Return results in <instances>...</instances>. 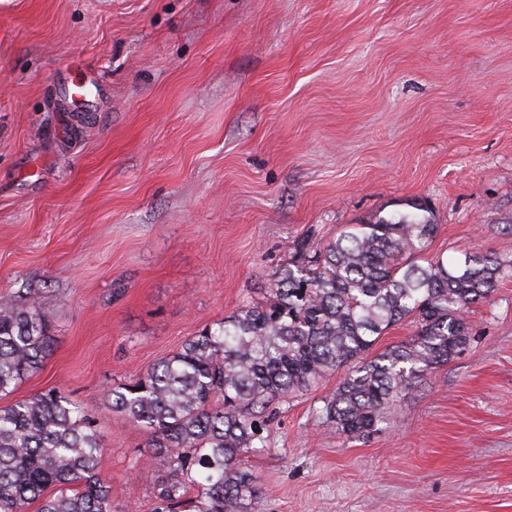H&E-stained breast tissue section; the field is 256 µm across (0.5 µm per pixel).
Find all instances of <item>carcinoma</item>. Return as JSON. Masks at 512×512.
I'll return each mask as SVG.
<instances>
[{
	"mask_svg": "<svg viewBox=\"0 0 512 512\" xmlns=\"http://www.w3.org/2000/svg\"><path fill=\"white\" fill-rule=\"evenodd\" d=\"M437 224L424 205L347 224L300 262L281 267L267 297L189 338L133 383L112 388L110 409L142 426L165 471L140 473L156 489L151 512H255L261 491L242 455L265 447L274 401L346 370L324 402L342 433L368 436L394 396L466 349L465 313L487 299L512 260L475 251L450 265L419 263ZM410 339L371 357L389 328ZM51 321L34 301L0 302V398L51 351ZM99 418L49 389L0 406V512H120L100 477Z\"/></svg>",
	"mask_w": 512,
	"mask_h": 512,
	"instance_id": "obj_1",
	"label": "carcinoma"
}]
</instances>
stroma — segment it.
Returning a JSON list of instances; mask_svg holds the SVG:
<instances>
[{"mask_svg": "<svg viewBox=\"0 0 512 512\" xmlns=\"http://www.w3.org/2000/svg\"><path fill=\"white\" fill-rule=\"evenodd\" d=\"M91 73V107L61 86ZM427 204L425 255L512 259V0H0V300L54 344L16 389L100 419L101 474L151 512L163 472L112 387L263 300L302 238ZM470 346L374 434L276 401L245 462L261 512H512V276Z\"/></svg>", "mask_w": 512, "mask_h": 512, "instance_id": "35a3bbf8", "label": "stroma"}]
</instances>
